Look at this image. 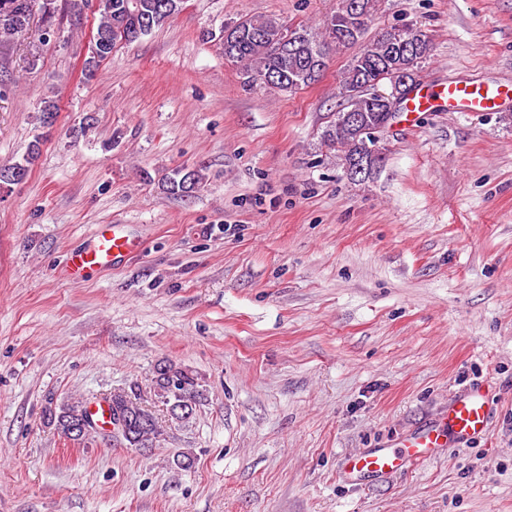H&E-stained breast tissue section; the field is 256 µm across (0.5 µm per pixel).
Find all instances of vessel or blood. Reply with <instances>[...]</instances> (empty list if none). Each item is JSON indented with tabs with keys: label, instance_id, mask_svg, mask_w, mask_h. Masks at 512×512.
Segmentation results:
<instances>
[{
	"label": "vessel or blood",
	"instance_id": "b4317fda",
	"mask_svg": "<svg viewBox=\"0 0 512 512\" xmlns=\"http://www.w3.org/2000/svg\"><path fill=\"white\" fill-rule=\"evenodd\" d=\"M512 103V82L470 84L451 82L434 89L419 86L405 103L406 113L414 112H496ZM142 243L126 233L123 225L104 224L91 235L86 245L71 253L68 275L83 279L95 271H107L140 252ZM492 405L487 391L477 385L451 400L447 411L381 448H367L351 455L343 478L357 483L405 471L415 463L436 456L450 442L485 435Z\"/></svg>",
	"mask_w": 512,
	"mask_h": 512
}]
</instances>
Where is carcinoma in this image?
Wrapping results in <instances>:
<instances>
[{
  "label": "carcinoma",
  "mask_w": 512,
  "mask_h": 512,
  "mask_svg": "<svg viewBox=\"0 0 512 512\" xmlns=\"http://www.w3.org/2000/svg\"><path fill=\"white\" fill-rule=\"evenodd\" d=\"M36 0H0V38L25 40L31 38L32 10L27 5ZM182 0H66V9L76 18L91 12L96 31L112 32V44L107 49L89 46L83 61L82 74L95 75L102 64L120 45L140 39L137 35L142 21L152 16L149 30L163 25L177 15ZM373 0H361V8L352 14L350 5L337 9L323 22L324 33L318 35L307 28L288 27L272 15H251L234 23L232 39H224V58L241 66V84L246 88L263 86L279 92H294L306 88L320 78L329 66L330 51L349 48L355 42L345 38L343 31L353 23L358 35H363L373 19ZM400 56V64L410 72L409 85L403 98H408L420 84V73L431 51V38L427 31L414 25L391 27L384 30L368 46L350 60L344 71L342 89L345 106L333 114V119L322 133L324 145L337 152L341 168L347 169L353 155L359 153L363 142L356 127L348 124L344 116L355 113L358 123L375 127L382 122V111L363 98L359 91L361 78L374 74L384 66L389 48ZM39 153V142H34L29 152L19 161L0 166V182L9 183L19 168H30ZM207 177L201 167H177L162 179V188L170 195L190 198L206 186ZM154 395L165 406L170 420L187 422L197 407L207 401L206 389L190 370L167 362L159 366L154 375ZM111 416L123 412L128 417V435L123 443L128 448L144 449L155 446L164 435L162 422L133 392L117 389L103 397ZM89 402L67 401L61 404L48 402L43 416L47 424L66 441L84 445L98 435H108L92 421L88 412Z\"/></svg>",
  "instance_id": "1"
}]
</instances>
